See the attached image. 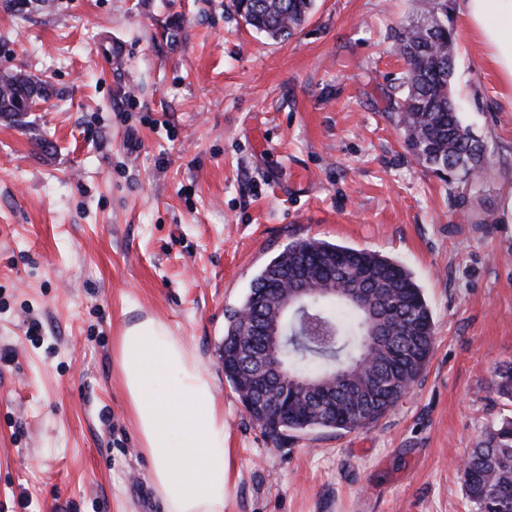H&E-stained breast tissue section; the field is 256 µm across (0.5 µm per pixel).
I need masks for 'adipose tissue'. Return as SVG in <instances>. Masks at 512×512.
I'll return each instance as SVG.
<instances>
[{"label": "adipose tissue", "mask_w": 512, "mask_h": 512, "mask_svg": "<svg viewBox=\"0 0 512 512\" xmlns=\"http://www.w3.org/2000/svg\"><path fill=\"white\" fill-rule=\"evenodd\" d=\"M457 9L512 87V0H458ZM116 361L163 512H224L230 450L224 410L208 375L152 317L123 328Z\"/></svg>", "instance_id": "1"}]
</instances>
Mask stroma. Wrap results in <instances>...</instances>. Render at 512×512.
Wrapping results in <instances>:
<instances>
[{"instance_id":"obj_1","label":"stroma","mask_w":512,"mask_h":512,"mask_svg":"<svg viewBox=\"0 0 512 512\" xmlns=\"http://www.w3.org/2000/svg\"><path fill=\"white\" fill-rule=\"evenodd\" d=\"M420 0H315L274 42L231 0L0 8V73L45 99L0 120V512H161L114 349L153 317L224 410V512H469L457 462L512 418V89L456 21L453 91L491 152L479 224L404 144L396 33ZM306 238L405 266L429 362L374 427L276 443L224 377L228 312Z\"/></svg>"}]
</instances>
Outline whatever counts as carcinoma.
Listing matches in <instances>:
<instances>
[{
  "mask_svg": "<svg viewBox=\"0 0 512 512\" xmlns=\"http://www.w3.org/2000/svg\"><path fill=\"white\" fill-rule=\"evenodd\" d=\"M236 13L252 29L284 41L306 22L314 0H233ZM406 70L398 86L394 110L413 156L448 183L469 182L479 188L489 154L459 116L451 93L458 52L450 0H422L416 20L397 35ZM47 86L21 72L0 75V118L16 122ZM304 256L315 291L308 316L301 317L283 345L279 360L290 373L311 381L326 379V394L300 389L279 428L265 435L275 441L316 428L350 432L370 428L416 383L433 349L435 324L423 290L412 273L376 252L313 238L294 241L253 279L242 309L257 297L276 299L270 286L275 272ZM321 288L333 292L323 294ZM346 288H362L376 296L383 316V335L367 342L368 316L347 302ZM241 309L227 316L224 330V377L249 416L278 413L276 396L257 397L246 379L263 364L254 356L253 339L242 336ZM324 333L328 340L316 339ZM496 390L512 399V363L496 372ZM470 512H512V419L487 430L469 449L458 475Z\"/></svg>",
  "mask_w": 512,
  "mask_h": 512,
  "instance_id": "carcinoma-1",
  "label": "carcinoma"
}]
</instances>
